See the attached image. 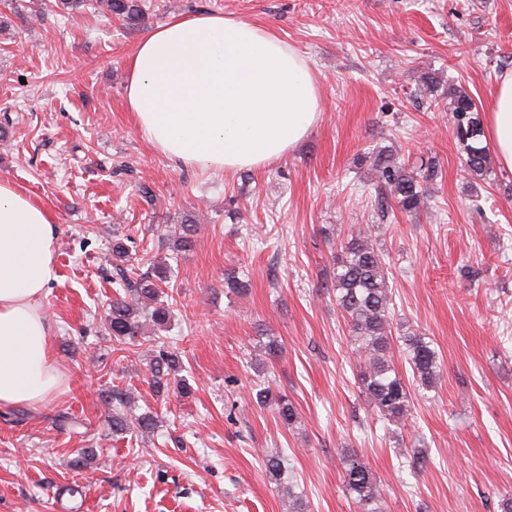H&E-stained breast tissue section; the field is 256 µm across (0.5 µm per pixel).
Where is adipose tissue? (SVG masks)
Listing matches in <instances>:
<instances>
[{
  "instance_id": "ef3b65f1",
  "label": "adipose tissue",
  "mask_w": 512,
  "mask_h": 512,
  "mask_svg": "<svg viewBox=\"0 0 512 512\" xmlns=\"http://www.w3.org/2000/svg\"><path fill=\"white\" fill-rule=\"evenodd\" d=\"M125 106L138 132L178 166L226 173L284 158L321 119V89L303 55L232 14L159 25L128 62ZM485 139L512 172V72L485 114ZM51 210L0 179V406L43 401L59 371L43 301L56 278Z\"/></svg>"
}]
</instances>
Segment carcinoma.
Segmentation results:
<instances>
[{
    "mask_svg": "<svg viewBox=\"0 0 512 512\" xmlns=\"http://www.w3.org/2000/svg\"><path fill=\"white\" fill-rule=\"evenodd\" d=\"M111 15L126 22L139 18L138 0H104ZM444 98L449 100L450 112L457 143L464 153V163L470 175L485 178L491 173L489 150L483 145V123L471 96L461 88L448 86ZM377 172L378 210L382 214L395 206L407 215H416L428 209L429 194L425 184L437 175L436 164L409 165L399 162L394 154L381 150L374 158ZM113 255L120 259L116 265V279L122 292L116 293L107 318L115 350L133 345L144 336V322L163 328L168 324L171 307L162 300L169 287L170 266L146 255L142 261L146 271L136 276L121 265L129 257L127 246L117 241ZM336 272L331 281L336 302L349 326L355 354L359 357L357 384L359 392L369 405L384 419L400 425L412 416L413 402L404 379L399 374L391 355L392 292L386 263L371 243L370 234L360 229L340 241L336 258ZM403 344L415 386L432 389L439 383L443 368L437 351L426 336L410 332ZM182 368L179 352L161 349L149 361V385L160 395L168 391L169 377ZM259 408H271L281 423L292 425L296 420V407L288 396H273L264 387L252 395ZM108 403L112 415L107 422L112 433L123 434L135 426L142 433H152L158 419L147 412L138 416L128 412L131 393L119 387L112 388ZM265 467L274 479L281 478L283 455L275 450L265 457ZM343 484L354 497L362 512H382V497L377 481L355 451L344 455Z\"/></svg>",
    "mask_w": 512,
    "mask_h": 512,
    "instance_id": "cac0c4a2",
    "label": "carcinoma"
}]
</instances>
